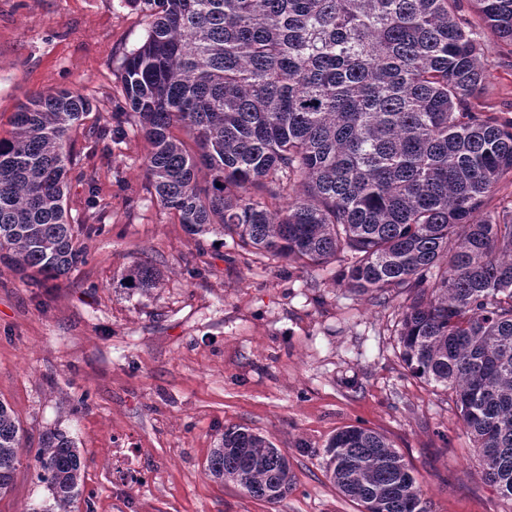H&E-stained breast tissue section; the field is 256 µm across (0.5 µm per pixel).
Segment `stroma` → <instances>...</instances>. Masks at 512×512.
Returning <instances> with one entry per match:
<instances>
[{
	"instance_id": "35a3bbf8",
	"label": "stroma",
	"mask_w": 512,
	"mask_h": 512,
	"mask_svg": "<svg viewBox=\"0 0 512 512\" xmlns=\"http://www.w3.org/2000/svg\"><path fill=\"white\" fill-rule=\"evenodd\" d=\"M152 0H0V136L34 94L68 89L93 105L70 132L65 207L86 264L52 281L0 262V400L24 434L0 512L47 492L39 438L61 430L84 461L80 499L95 512H359L326 475L323 447L360 426L384 435L423 489L428 512H512L485 476L447 391L407 375L396 308L337 287L341 265L239 255L189 234L148 188L149 145L122 95L126 56L146 39ZM486 106L512 116V49L493 33ZM123 113L119 133L99 127ZM161 273L141 294L122 274ZM287 452L293 477L275 504L205 468L225 428Z\"/></svg>"
}]
</instances>
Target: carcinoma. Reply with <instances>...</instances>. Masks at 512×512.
I'll use <instances>...</instances> for the list:
<instances>
[{
  "mask_svg": "<svg viewBox=\"0 0 512 512\" xmlns=\"http://www.w3.org/2000/svg\"><path fill=\"white\" fill-rule=\"evenodd\" d=\"M512 46V0H158L123 63V93L150 144L149 186L193 235L302 266L346 263L336 286L381 305L402 296L403 368L451 391L489 482L512 499V118L482 105L485 31ZM91 103L35 96L0 138V259L59 280L86 260L64 190L71 128ZM183 132L178 136L175 131ZM127 288L158 270L138 262ZM22 428L0 402V495ZM360 512H427L403 456L362 427L323 449ZM27 512H73L84 463L42 434ZM208 474L253 498L288 494V456L224 430Z\"/></svg>",
  "mask_w": 512,
  "mask_h": 512,
  "instance_id": "1",
  "label": "carcinoma"
}]
</instances>
